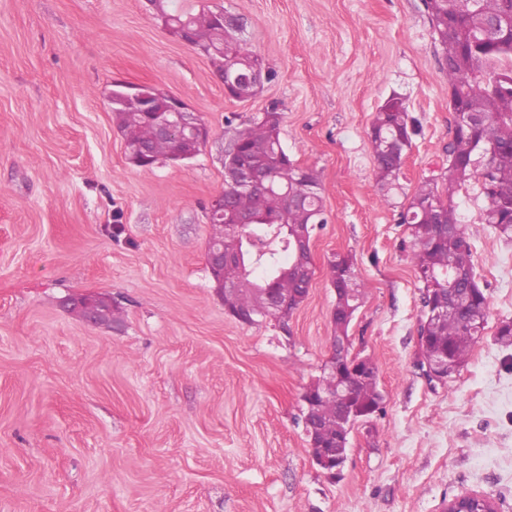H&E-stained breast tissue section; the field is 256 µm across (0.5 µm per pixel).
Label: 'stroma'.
Instances as JSON below:
<instances>
[{"label":"stroma","instance_id":"obj_1","mask_svg":"<svg viewBox=\"0 0 512 512\" xmlns=\"http://www.w3.org/2000/svg\"><path fill=\"white\" fill-rule=\"evenodd\" d=\"M275 77L226 97L211 60L146 0H0V512H444L464 493L512 512V243L454 202L490 312L443 384L417 366L422 291L402 251L409 197L448 174L456 116L422 0H213ZM184 101L211 137L194 159L131 164L113 85ZM400 96L417 133L397 189L369 130ZM319 180L325 223L289 333L224 310L206 264L209 200L235 133L269 108ZM354 258L351 350L378 367L383 410L356 424L340 475L314 464L301 396L331 355L333 254ZM112 297L116 327L65 310Z\"/></svg>","mask_w":512,"mask_h":512}]
</instances>
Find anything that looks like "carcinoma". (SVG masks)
I'll return each mask as SVG.
<instances>
[{
  "mask_svg": "<svg viewBox=\"0 0 512 512\" xmlns=\"http://www.w3.org/2000/svg\"><path fill=\"white\" fill-rule=\"evenodd\" d=\"M168 12L170 24H188L194 31L193 46L212 55L214 61L243 69L253 58V52L239 38L224 35L214 25L213 10L203 0ZM480 16L499 22L498 35L489 43L482 41L478 31ZM429 17L443 53L448 85L455 89L459 106L483 117L481 123H456L448 145L446 182L419 186L401 214L409 230L408 257L423 285V307L430 308L418 328V333L426 334L419 342L420 356L426 361L443 360L451 378L483 336L490 309L485 289L476 279L467 225L454 203L455 194L467 182L474 178L482 182L486 199L482 223L492 225L501 238L512 241V90L505 92L498 86L501 78L512 83V0H476L474 4L471 0H434ZM115 91L108 104L126 149L154 161L170 157L176 145L158 140L141 108L124 101L120 96L123 88L118 86ZM281 122V113L266 112L236 133L234 143L245 155L269 161V179L263 189L254 191L225 182L229 205L251 214L256 223L249 225L243 236L215 224L209 242L213 250L230 246L240 255L235 261L224 262L222 278H214L236 287L233 313L251 315L256 323L276 325L285 322L307 297V290L290 270L296 258L290 232L325 223L317 177L309 172L301 178L293 160L276 157L282 147ZM371 130L377 181L390 188L398 181L402 159L412 148L415 121L404 102H385L377 109ZM438 224L448 228L436 233ZM254 265L263 269L259 280L251 278ZM327 276L336 295L331 319L334 335L346 336L354 316L350 307L358 302L363 285L356 280L353 259L348 255H338L336 262L328 263ZM456 291L460 292L456 305L443 311L440 298H451ZM266 293L289 302V307L273 305L261 315L254 314ZM360 365V377L342 401L333 397L342 388L336 371L323 373L313 386V395L308 397L313 425L308 440L312 441L313 456L329 454L341 461L348 453L355 424L373 418L378 403L384 400L375 363L366 358Z\"/></svg>",
  "mask_w": 512,
  "mask_h": 512,
  "instance_id": "cac0c4a2",
  "label": "carcinoma"
}]
</instances>
